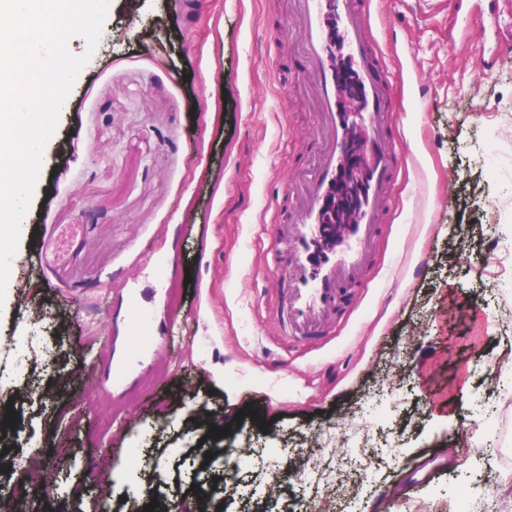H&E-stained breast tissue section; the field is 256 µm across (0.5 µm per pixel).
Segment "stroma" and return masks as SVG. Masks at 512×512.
<instances>
[{
  "label": "stroma",
  "instance_id": "obj_1",
  "mask_svg": "<svg viewBox=\"0 0 512 512\" xmlns=\"http://www.w3.org/2000/svg\"><path fill=\"white\" fill-rule=\"evenodd\" d=\"M282 0H110L96 48L68 96L0 305V500L20 512H143L118 474L142 450L137 479L166 512L191 492L222 512H303L316 485L267 498L273 448L294 465L343 472L322 434L356 432L376 457L349 477L338 512H413L483 471L481 431L463 419L474 394L497 399L512 354V296L486 270L494 208L512 199V46L481 68L465 37L474 0H374L389 60L417 69L399 86L398 131L414 163L399 179L367 278L320 344L277 335L265 260L272 199L313 128L305 88L280 69ZM430 93L419 98L417 87ZM295 109L281 111V98ZM172 319L170 342L132 362V390L102 389L100 351L122 357L138 330ZM32 337L26 368L6 349ZM257 417H239L244 408ZM16 420L4 425L6 412ZM229 428L223 441L210 425ZM245 449L224 472L221 448ZM205 481L191 483L203 455ZM39 479L19 483L20 461Z\"/></svg>",
  "mask_w": 512,
  "mask_h": 512
}]
</instances>
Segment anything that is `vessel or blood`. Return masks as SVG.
<instances>
[{
    "label": "vessel or blood",
    "mask_w": 512,
    "mask_h": 512,
    "mask_svg": "<svg viewBox=\"0 0 512 512\" xmlns=\"http://www.w3.org/2000/svg\"><path fill=\"white\" fill-rule=\"evenodd\" d=\"M281 32L300 46L295 74L316 94L317 123L307 147L310 168L287 179L271 222L280 335L313 342L325 336L337 314L349 308L351 288L366 276L408 152L396 137V77L387 64L371 19V0H292ZM340 36L360 83L354 111L338 110L332 38ZM359 147L367 161L366 190L352 224H328L322 210L344 151Z\"/></svg>",
    "instance_id": "b4317fda"
}]
</instances>
